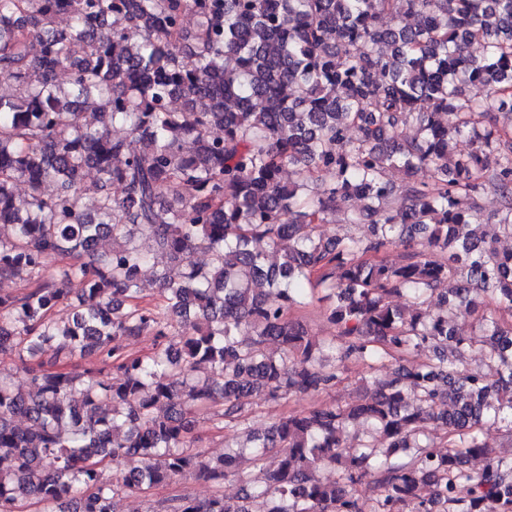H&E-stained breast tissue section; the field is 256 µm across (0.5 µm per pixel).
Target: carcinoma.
<instances>
[{
	"mask_svg": "<svg viewBox=\"0 0 512 512\" xmlns=\"http://www.w3.org/2000/svg\"><path fill=\"white\" fill-rule=\"evenodd\" d=\"M0 78L16 91L0 97V281L28 286L0 294V353L29 378L26 392L0 378V512H115L187 475L211 494L148 512H366L365 478L371 512H512V453L483 439L503 425L512 442V252L462 233L475 217L456 198L487 179L512 236L498 121L512 117V0H0ZM116 125L149 147L129 150ZM394 167L433 181L397 190ZM355 201L377 216L364 236L317 234L338 208L356 223ZM398 243L402 263L380 259ZM73 281L61 323L50 312ZM315 301L338 328L328 341L288 317ZM461 312L493 372L465 367ZM132 336L152 351L126 352ZM425 347L438 362L406 359ZM88 356L98 372L67 369ZM387 357L403 364L351 406L290 414L249 453L196 446L201 413L238 422L253 395H317L349 361ZM350 421L366 431L346 453ZM430 424L448 440L431 443ZM246 463L259 483L233 501L224 481Z\"/></svg>",
	"mask_w": 512,
	"mask_h": 512,
	"instance_id": "1",
	"label": "carcinoma"
}]
</instances>
